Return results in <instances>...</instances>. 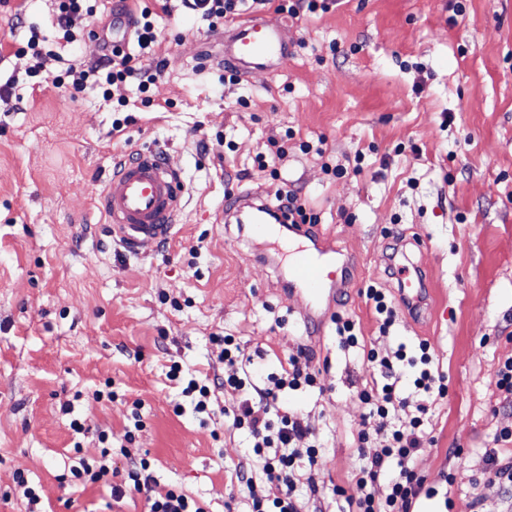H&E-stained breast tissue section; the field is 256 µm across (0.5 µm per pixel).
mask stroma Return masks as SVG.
<instances>
[{
	"label": "stroma",
	"instance_id": "35a3bbf8",
	"mask_svg": "<svg viewBox=\"0 0 512 512\" xmlns=\"http://www.w3.org/2000/svg\"><path fill=\"white\" fill-rule=\"evenodd\" d=\"M20 6L27 24L15 28ZM53 13V0H0V512H26L20 474L42 512H143L142 496L115 503L105 486L59 483L106 440L147 455L160 485L207 512H247L232 477L249 436L232 429L223 402L204 417L183 394L189 378L223 376L216 335L262 351L264 378L308 349L320 386L287 392L284 407L315 427L321 480L355 494L366 414L355 388L373 371L337 348L333 324L307 335V299L288 295L287 262L268 261V239L224 222L228 199L271 201L291 185L353 258L336 311L382 346L428 341L447 375L448 396L431 409L437 443L415 461L436 494L415 508L469 512L468 476L512 428L495 384L512 356V0H340L296 18L259 9L282 24L288 59L236 84L215 61L219 40L178 5L157 19L155 54L168 66L146 91L90 84L74 96L34 85L31 55L15 52L33 33L52 41ZM110 19L101 8L83 20L50 72L98 59L96 33ZM271 136L288 146L276 179L256 162ZM148 147L179 171L185 209L168 242L135 253L113 242L95 196L114 161ZM327 160L344 161V174L328 175ZM397 242L431 293L399 308L383 338L365 291L377 283L396 295L385 271ZM107 386L113 399H95Z\"/></svg>",
	"mask_w": 512,
	"mask_h": 512
}]
</instances>
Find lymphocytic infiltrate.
<instances>
[{
  "instance_id": "obj_1",
  "label": "lymphocytic infiltrate",
  "mask_w": 512,
  "mask_h": 512,
  "mask_svg": "<svg viewBox=\"0 0 512 512\" xmlns=\"http://www.w3.org/2000/svg\"><path fill=\"white\" fill-rule=\"evenodd\" d=\"M182 4L200 14L212 31L244 18L260 5L292 17L329 9L328 0H182ZM170 10L169 0H114L110 13L116 20L130 22L133 40H109L108 51L99 60L87 66H69L65 75L53 76V85L68 84L78 93L92 79L102 84L133 82L138 90H145L167 66L166 60H152L151 54L159 39L155 17ZM332 321L338 347L360 354L378 374L377 379L356 390L368 410L367 420L357 432L356 446L373 451L372 456L362 458L355 474L360 491L356 497L342 486L328 489L319 484L321 454L318 443L307 440L312 433L310 426L300 414L281 411L278 406L282 391L317 385L306 348L297 347L288 357L287 369L271 376L268 383L258 384L251 378L253 356L245 354L235 337L218 339L229 368L224 391L234 397L224 414L231 418L234 429L247 431L253 442L247 465L236 472L237 481L248 492L249 512H312L329 492L345 498L351 512H412L424 491V481L413 463L434 446L427 414L435 401L448 395L447 379L435 368L429 344L420 342L417 354L410 356L404 347L386 348L366 341L349 316L337 313ZM408 379L419 400L403 397L402 387ZM112 453L107 445L98 457L79 459L64 474V481L82 487L110 484L116 501L132 494L144 495L147 512H206L197 499L182 490L160 488L149 460L131 459L127 468L118 470L112 466ZM471 484L475 493L469 506L474 512L485 504L479 491L483 485L498 486L512 512V452L485 453L481 475ZM270 485L280 488L279 496L267 495Z\"/></svg>"
}]
</instances>
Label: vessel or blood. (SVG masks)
<instances>
[{
	"instance_id": "1",
	"label": "vessel or blood",
	"mask_w": 512,
	"mask_h": 512,
	"mask_svg": "<svg viewBox=\"0 0 512 512\" xmlns=\"http://www.w3.org/2000/svg\"><path fill=\"white\" fill-rule=\"evenodd\" d=\"M288 56L283 28L266 19H253L224 30L220 67L245 75L254 70H274ZM185 189L179 173L154 149L139 152L132 161L115 163L97 198V206L121 244L132 251L145 242L161 244L169 240L179 223ZM269 204H254L251 196L241 197L235 215L249 213V231L254 235L281 233L277 224L267 223ZM295 236L303 238L288 268V288L305 294L310 307L304 313L310 335L321 333L322 318L318 309L332 292L345 288L347 268L337 265L336 248L313 236L308 226H300Z\"/></svg>"
}]
</instances>
